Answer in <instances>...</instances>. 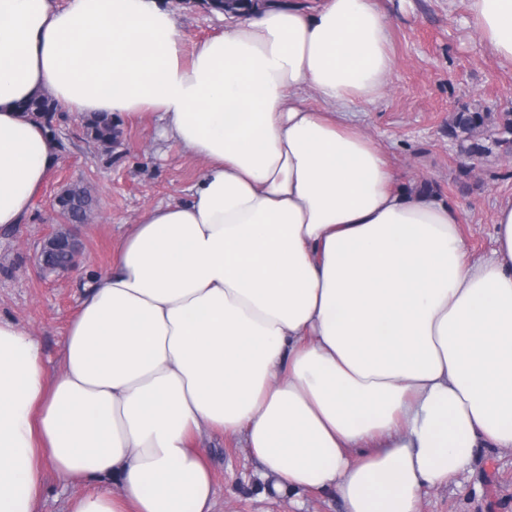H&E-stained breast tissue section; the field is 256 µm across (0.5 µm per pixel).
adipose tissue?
Returning a JSON list of instances; mask_svg holds the SVG:
<instances>
[{
	"label": "adipose tissue",
	"instance_id": "adipose-tissue-1",
	"mask_svg": "<svg viewBox=\"0 0 512 512\" xmlns=\"http://www.w3.org/2000/svg\"><path fill=\"white\" fill-rule=\"evenodd\" d=\"M468 14L512 62V0ZM389 41L377 0H261L189 53L165 0H0V228L57 164L20 110L45 89L202 163L89 279L56 375L0 318V512H36L49 469L95 483L70 512H213L209 431L344 512H420L512 447V200L472 260L451 203L397 186L350 116L383 97Z\"/></svg>",
	"mask_w": 512,
	"mask_h": 512
}]
</instances>
